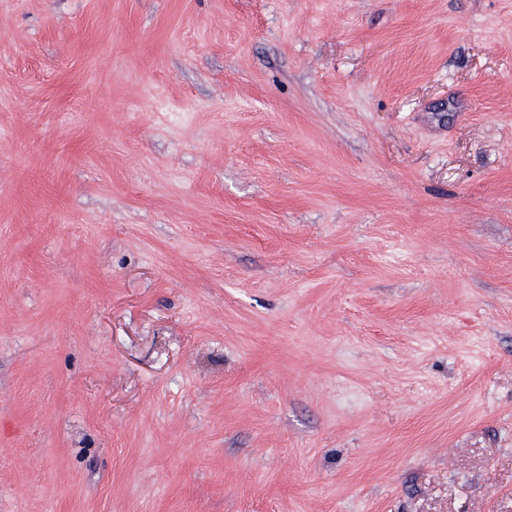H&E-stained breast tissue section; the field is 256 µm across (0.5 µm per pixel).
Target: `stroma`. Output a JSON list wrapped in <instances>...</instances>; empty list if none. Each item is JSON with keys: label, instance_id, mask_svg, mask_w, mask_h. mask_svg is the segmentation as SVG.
Returning <instances> with one entry per match:
<instances>
[{"label": "stroma", "instance_id": "35a3bbf8", "mask_svg": "<svg viewBox=\"0 0 512 512\" xmlns=\"http://www.w3.org/2000/svg\"><path fill=\"white\" fill-rule=\"evenodd\" d=\"M0 512H512V0H0Z\"/></svg>", "mask_w": 512, "mask_h": 512}]
</instances>
